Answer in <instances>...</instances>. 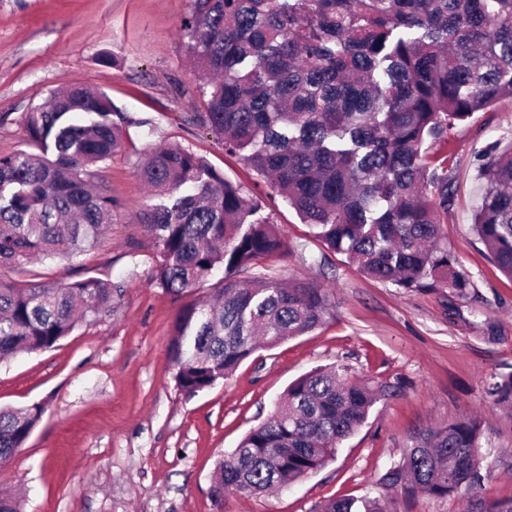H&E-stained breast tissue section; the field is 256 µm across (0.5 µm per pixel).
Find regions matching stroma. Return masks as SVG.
I'll use <instances>...</instances> for the list:
<instances>
[{
    "label": "stroma",
    "mask_w": 512,
    "mask_h": 512,
    "mask_svg": "<svg viewBox=\"0 0 512 512\" xmlns=\"http://www.w3.org/2000/svg\"><path fill=\"white\" fill-rule=\"evenodd\" d=\"M190 0H0V154L27 149L22 120L74 85L105 92L124 117L121 145L97 180L121 206L99 244L68 259L0 267V281L120 285L115 309L91 317L52 348L0 362V407L39 404L43 414L0 488L22 512H321L337 497L381 496L389 512H466L473 500L512 498V413L488 402L493 375L512 371V279L472 230L479 164L490 144L512 145V99L474 113L440 148L454 169L444 242L470 280L466 293L400 292L328 250L295 210L223 137L196 121L203 80L181 32ZM186 147L257 199L285 234L287 254L261 273L314 280L333 295L313 332L256 351L196 395L180 391L169 346L181 304L205 299L218 279L173 299L152 280L157 248L142 219L155 204L137 164L150 150ZM398 388L321 470L274 494H212L213 471L271 414L288 385L317 368ZM480 417L484 479L473 490L409 497L381 477L415 438L464 416Z\"/></svg>",
    "instance_id": "1"
}]
</instances>
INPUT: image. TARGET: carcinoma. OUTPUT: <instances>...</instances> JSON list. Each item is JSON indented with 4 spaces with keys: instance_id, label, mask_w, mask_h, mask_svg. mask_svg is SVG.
Here are the masks:
<instances>
[{
    "instance_id": "cac0c4a2",
    "label": "carcinoma",
    "mask_w": 512,
    "mask_h": 512,
    "mask_svg": "<svg viewBox=\"0 0 512 512\" xmlns=\"http://www.w3.org/2000/svg\"><path fill=\"white\" fill-rule=\"evenodd\" d=\"M181 28L205 78L197 121L263 178L329 250L400 290L470 281L441 242L453 172L433 147L473 113L512 98V0H191ZM112 101L83 86L35 107L23 126L37 153L0 155V264L66 258L93 247L121 203L91 185L90 167L118 148ZM140 178L164 197L144 214L157 253L152 280L182 297L224 270L207 306L176 315L175 381L193 395L265 343L322 326L333 308L314 282L251 275L286 242L243 188L178 145L152 152ZM473 230L512 279V148L479 166ZM121 286L87 278L0 281V360L53 347L85 319L112 312ZM391 389L351 382L346 368L292 382L273 415L218 463L217 497L253 494L315 473ZM486 395L512 408V373ZM43 412L0 409V464ZM480 421L431 430L381 478L387 488L446 497L481 480ZM323 512H386L377 498H336Z\"/></svg>"
}]
</instances>
